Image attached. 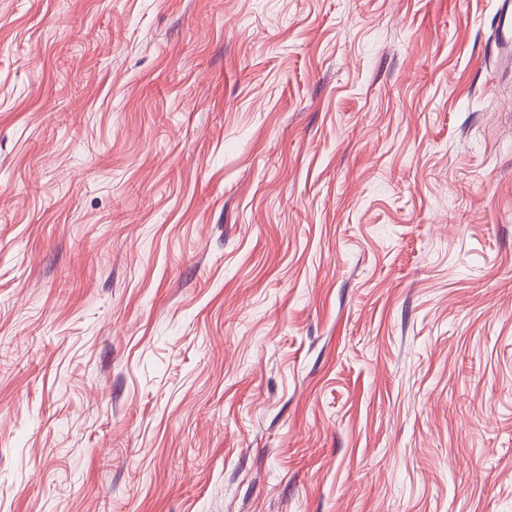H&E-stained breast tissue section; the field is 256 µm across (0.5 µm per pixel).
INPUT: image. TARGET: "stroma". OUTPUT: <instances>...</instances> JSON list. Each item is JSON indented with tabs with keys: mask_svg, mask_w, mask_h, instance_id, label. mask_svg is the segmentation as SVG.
<instances>
[{
	"mask_svg": "<svg viewBox=\"0 0 512 512\" xmlns=\"http://www.w3.org/2000/svg\"><path fill=\"white\" fill-rule=\"evenodd\" d=\"M500 0H0V512H512Z\"/></svg>",
	"mask_w": 512,
	"mask_h": 512,
	"instance_id": "obj_1",
	"label": "stroma"
}]
</instances>
